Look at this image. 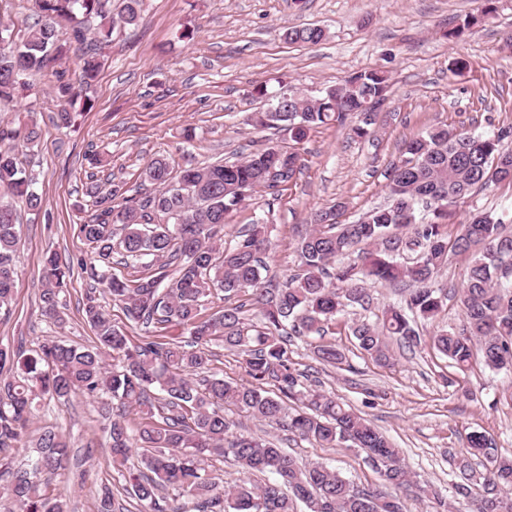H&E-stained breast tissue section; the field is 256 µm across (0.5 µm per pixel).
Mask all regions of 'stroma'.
<instances>
[{
    "label": "stroma",
    "instance_id": "stroma-1",
    "mask_svg": "<svg viewBox=\"0 0 512 512\" xmlns=\"http://www.w3.org/2000/svg\"><path fill=\"white\" fill-rule=\"evenodd\" d=\"M469 16L478 24L448 40L446 31ZM308 24L323 27L326 39L310 46L284 42L285 28ZM186 28L193 39L182 38ZM105 59L94 107L79 116L76 129L53 123L52 81L42 74L30 78L31 97L0 112L1 125L37 123L38 146L19 142L15 151L36 174L43 197L39 214L18 211L17 278L11 304L0 309L2 347L33 349L49 335L79 348L94 343L81 312L89 283L81 267H74L60 297L62 326L46 321L40 302L45 252L85 254L73 227L92 212L88 174L136 191L143 168L159 155L179 169L243 157L268 144L291 145L286 129L251 125V113L265 106L254 93L257 85L275 91L285 82L317 96L365 71L385 72L390 84L369 136H354L351 115L312 129L299 145L301 169L286 189L254 194L230 214L220 234L225 241L251 224H267L272 248L265 261L277 283L297 271L296 246L316 210L337 207L339 222L349 223L386 203V173L405 142L439 125L486 136L512 129V0H144L142 20L114 30ZM457 61L465 64L458 73ZM187 125L197 132L190 144L180 136ZM95 155L106 166L92 167ZM475 209L503 215L512 233V183L490 184L450 205L449 236ZM471 261V255L449 253L435 281L448 295L442 312L435 322L419 323L416 347L391 343L388 363L361 352L350 330L353 321L374 319L387 305L403 302L399 289L380 284L370 289L369 310L351 308L326 336L343 353L342 364L318 363L310 339L292 345L308 385L350 405L400 449L418 481L448 497L458 480L455 459L483 468V457L470 453L471 435L486 436L499 454L512 456V403L501 399L512 387V369H490L477 356L462 372L432 343L438 330L462 321L459 295ZM110 403L105 395L78 394L41 407L13 456L14 465L25 464L28 445L44 426L65 434L72 443L70 469L42 480L48 489L64 490L70 512H99L107 488L127 512L139 510L112 464L101 417ZM228 416L241 434L276 437L299 462L328 465L362 488L384 486L359 449L343 443L324 448L237 411Z\"/></svg>",
    "mask_w": 512,
    "mask_h": 512
}]
</instances>
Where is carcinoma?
<instances>
[{
  "label": "carcinoma",
  "mask_w": 512,
  "mask_h": 512,
  "mask_svg": "<svg viewBox=\"0 0 512 512\" xmlns=\"http://www.w3.org/2000/svg\"><path fill=\"white\" fill-rule=\"evenodd\" d=\"M34 22L19 38L0 24V110L28 88L26 78L50 70L58 127L77 125V100L91 105L88 90L97 82L104 56L101 45L117 26L136 25L144 0H122L112 14V0H33ZM293 45H316L325 38L318 26L291 27L284 33ZM74 59L77 78L61 63ZM388 76L368 71L348 77L314 99L289 98V112H259L260 127H288L299 144L310 130L349 114L363 116L353 128L358 138L369 134L376 108L386 99ZM511 132L493 136L457 133L437 126L404 146L391 167L389 200L358 220L342 224L336 208L314 212L312 228L297 244L300 272L282 288L272 287L261 256L271 242L267 225L253 224L229 246L218 242L226 215L246 197L274 195L296 175L300 153L288 146L266 145L235 161L191 164L175 172L164 157L152 159L143 179L154 187L144 197L123 187L87 189L93 214L76 225L79 241L94 254L90 291L82 307L95 335V346L78 349L48 336L38 349L0 348V477L3 493L17 512H67L65 496L48 490L44 472L66 468L70 444L52 427L43 429L35 454L24 467L10 453L21 442L40 396L65 403L76 395H108L122 413L103 415L111 440L112 462L128 474L135 497L150 512H187L182 498L197 512H403L400 499L377 489H358L341 472L321 463L301 464L280 443L234 432L225 415L233 407L260 422L324 447L349 442L377 458V472L395 489L427 487L414 476L388 438L347 404L304 386L288 347V332L298 337L322 336L336 317L370 305L368 284L401 286L407 308L390 306L376 321L353 322L358 347L376 361H389V343L408 347L420 340L416 321L433 319L443 306L434 287L448 262V206L491 183H512ZM36 126L0 127V308L13 296L14 256L19 237L14 202L33 212L43 199L36 176L27 171L14 142L34 143ZM460 252L474 248L466 285L460 295L463 321L458 329L434 337L436 349L459 370H466L479 350L494 370L512 366V234L498 217L476 210L461 225L454 243ZM358 252L359 262L336 264V258ZM137 274L112 272L114 254ZM71 263L56 252L44 255L40 301L43 315L62 322L60 294L67 287ZM214 290L229 299L241 292L261 309L260 323H247L242 306H227L204 317L200 301ZM110 296L126 318L144 328L173 327L176 336L148 335L134 343L112 323L99 296ZM215 342L242 356L247 384L228 382L211 372L208 347ZM318 362L336 365L341 353L333 345L314 346ZM112 358L113 364L107 363ZM277 388L271 394L266 385ZM126 412L143 416L133 437ZM472 454L489 463L482 472L465 458L457 463L461 482L455 494L470 501V512H512V458L497 454L481 435L470 439ZM211 456L232 458L246 473L271 476L264 484L240 480L223 485L202 467ZM177 490L168 499L161 487Z\"/></svg>",
  "instance_id": "1"
}]
</instances>
